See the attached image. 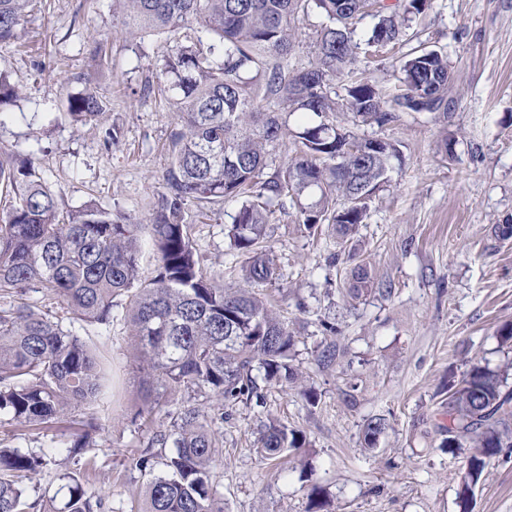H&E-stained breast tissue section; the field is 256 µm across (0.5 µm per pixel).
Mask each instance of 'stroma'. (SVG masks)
Here are the masks:
<instances>
[{
	"mask_svg": "<svg viewBox=\"0 0 512 512\" xmlns=\"http://www.w3.org/2000/svg\"><path fill=\"white\" fill-rule=\"evenodd\" d=\"M124 20L117 0H34L19 40L0 47V71L20 88L0 119V148L38 158L65 208L93 199L148 224L176 126L163 90L170 42L131 34ZM95 42L111 50L103 61L89 55ZM419 46L448 55L447 113L398 110L383 125L336 116L337 125L394 142L402 154L348 242L328 225L306 231L291 198L273 207L266 241L278 278L261 292L297 331L300 380L263 385L264 406L225 407L216 468L224 512H308L314 483L327 489L335 512H512V461L490 460L472 502L462 504L466 452L443 451L433 430L447 383L472 363L499 371L512 387V343L499 337L512 324V236L497 234L512 224V0H431L410 22L405 45L359 55L356 67L389 100L401 57ZM88 87L108 104L103 126H75L66 115L64 92ZM109 127L119 131L112 145L104 142ZM237 209L229 200L186 215L205 268L229 283L240 280L243 264L224 234ZM360 265L373 286L353 299L347 290ZM125 313L117 304L110 330L84 328L109 350L126 396L123 406L100 408L106 423L89 452L90 485L109 492L104 512H130L146 485L131 465L148 437L132 422L146 391L132 370ZM327 316L335 333L320 327ZM329 344L337 358L320 365ZM309 386L314 407L301 393ZM378 416L389 427L375 449L363 448L362 427ZM272 419L310 441L275 469L255 450ZM77 430L72 418L21 436L0 419V444L51 455L24 482L31 496L55 494L68 464L56 448Z\"/></svg>",
	"mask_w": 512,
	"mask_h": 512,
	"instance_id": "stroma-1",
	"label": "stroma"
}]
</instances>
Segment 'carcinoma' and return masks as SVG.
<instances>
[{
    "instance_id": "carcinoma-1",
    "label": "carcinoma",
    "mask_w": 512,
    "mask_h": 512,
    "mask_svg": "<svg viewBox=\"0 0 512 512\" xmlns=\"http://www.w3.org/2000/svg\"><path fill=\"white\" fill-rule=\"evenodd\" d=\"M31 0H0V44H11ZM133 32L175 36L191 23L200 34L184 35L166 52L165 73L176 96L177 125L170 163L154 203L153 223L135 224L123 212L96 201L65 210L46 185L35 159L0 151V417L21 432L54 427L102 398L116 396L106 351L73 329L74 323L109 325L114 299H126L133 361L143 383L175 404L156 423L155 406L136 411L151 432L136 469L148 476L145 507L130 512H223L215 468L223 441L196 399L262 406L258 383L293 384L297 336L255 288L277 279L266 249L269 207L290 195L303 224H329L346 237L367 217L369 203L390 181L395 144L359 138L332 118L347 112L354 121L385 124L393 119L376 86L351 77L348 67L361 48L400 44L406 23L430 0H401L402 13L381 0H121ZM330 25L318 35V54L308 66L284 63L297 26L312 12ZM376 19L371 35L356 39L357 25ZM350 75L341 99L331 96L336 75ZM397 106L412 112L447 110L450 65L440 50L420 48L400 66ZM19 88L0 73V118ZM76 125L97 123L108 104L90 88L66 97ZM306 121L297 133L300 149L267 174L269 147L278 142L286 117ZM241 204L225 228L243 258V283L226 284L204 269L187 232L188 206L205 209L226 199ZM149 232L154 275L140 274V239ZM349 296L369 291L371 276L358 266ZM41 292L58 305L48 313L24 301ZM445 421L434 423L440 448L465 446V472L458 497L465 503L492 458L512 459V389L487 366L474 363L460 382L448 384ZM82 433L65 446L66 458L81 461L102 430L94 412L81 420ZM389 423H364L365 447H376ZM307 445L306 435L270 422L257 440L261 462L271 464ZM47 465L45 456L0 448V512H101L104 494L92 495L84 475H58L65 490L56 499L31 497L22 479ZM309 512H329L325 489L312 484Z\"/></svg>"
}]
</instances>
